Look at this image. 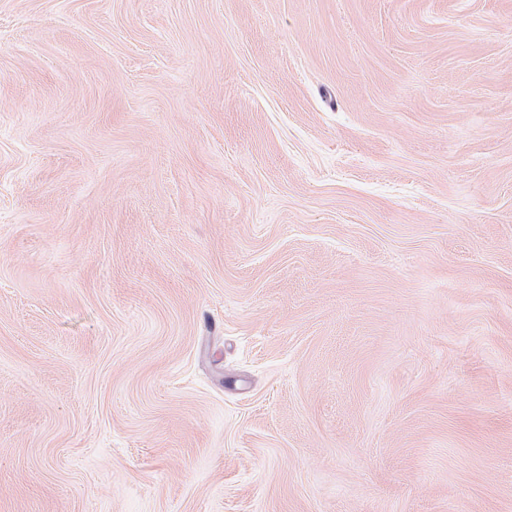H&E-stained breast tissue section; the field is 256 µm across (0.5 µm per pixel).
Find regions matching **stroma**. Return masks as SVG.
<instances>
[{
	"label": "stroma",
	"instance_id": "35a3bbf8",
	"mask_svg": "<svg viewBox=\"0 0 512 512\" xmlns=\"http://www.w3.org/2000/svg\"><path fill=\"white\" fill-rule=\"evenodd\" d=\"M0 512H512V0H0Z\"/></svg>",
	"mask_w": 512,
	"mask_h": 512
}]
</instances>
